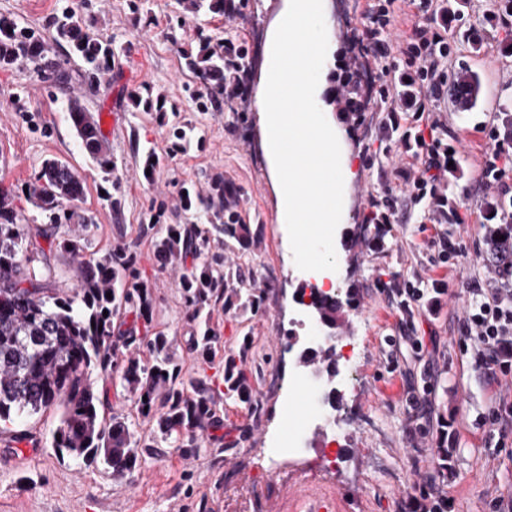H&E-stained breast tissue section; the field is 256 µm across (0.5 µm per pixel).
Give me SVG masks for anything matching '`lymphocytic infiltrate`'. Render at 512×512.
<instances>
[{
    "label": "lymphocytic infiltrate",
    "instance_id": "1",
    "mask_svg": "<svg viewBox=\"0 0 512 512\" xmlns=\"http://www.w3.org/2000/svg\"><path fill=\"white\" fill-rule=\"evenodd\" d=\"M415 7L422 21L408 26L399 38L391 29L398 13L387 0H368L365 13L370 20L357 42L356 57L361 62L365 92L360 109L371 112H423L429 101L448 94V10L434 7L433 0H403ZM399 69L402 81L390 86L383 74ZM448 174V147L441 139L425 145L422 168L411 185L415 200L430 199L445 208L447 199L440 188ZM505 285L485 288L479 282L468 286L470 302L463 340L489 362L493 377L512 376V260L496 262Z\"/></svg>",
    "mask_w": 512,
    "mask_h": 512
}]
</instances>
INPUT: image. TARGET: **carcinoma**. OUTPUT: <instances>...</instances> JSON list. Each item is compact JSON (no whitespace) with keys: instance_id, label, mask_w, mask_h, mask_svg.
Returning <instances> with one entry per match:
<instances>
[{"instance_id":"obj_1","label":"carcinoma","mask_w":512,"mask_h":512,"mask_svg":"<svg viewBox=\"0 0 512 512\" xmlns=\"http://www.w3.org/2000/svg\"><path fill=\"white\" fill-rule=\"evenodd\" d=\"M183 2L194 14H224V0ZM51 25L56 39L65 41L81 62V76L89 83L111 69L112 45L94 37L81 17L66 9ZM198 40L197 51L183 53L184 65L199 73L216 100L224 89V43L203 35ZM24 63L50 87L59 88L68 80L69 60L49 56L39 36L0 15V68ZM463 83L480 92L479 75L466 66L453 74L449 88ZM67 112L85 152L101 169L111 170L109 146L78 99L69 100ZM83 193V180L68 164L45 161L29 188V198L49 227L31 232L19 223L12 192L0 190V423L55 406L60 418L51 447L80 468L101 463L112 469V476L122 478L140 465L139 445L124 418H101V396L107 390L92 377L94 370L112 365L116 355L114 318L132 313L143 323L145 335L122 339L127 351L122 387L141 413L160 407L157 425L163 439L183 453L193 450L197 431L219 422L217 402L213 380L204 375L183 381L174 341L152 331V299L139 281L133 258L109 253L80 265L79 285L71 296L49 288V254L56 246L58 229L65 226L74 233L75 247L92 226V218L77 205ZM486 209L489 220L503 219L512 209V199L498 197ZM207 214L217 233L243 247L250 244V225L224 223V210L218 207H209ZM489 240L493 251L512 253V222L495 229ZM191 251L201 262L182 273L179 288L196 324L194 349L212 365L222 342L210 323L211 308L221 301L226 308L237 301L254 306L257 300L241 297L234 287L243 282L241 269L224 267V254L210 251L208 232L171 224L166 236L155 243L163 269ZM145 352L152 357L147 364L141 360ZM242 359L226 353L219 368L225 394L249 403L252 393L240 368Z\"/></svg>"}]
</instances>
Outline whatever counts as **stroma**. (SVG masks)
<instances>
[{"label": "stroma", "instance_id": "obj_1", "mask_svg": "<svg viewBox=\"0 0 512 512\" xmlns=\"http://www.w3.org/2000/svg\"><path fill=\"white\" fill-rule=\"evenodd\" d=\"M286 0H245L233 21L215 14H192L182 0H0V14L52 42V17L70 9L94 34L111 41L115 65L97 83L69 62L70 83L49 92L31 67L0 68V187L14 195L22 223L44 224L25 189L45 161L69 164L85 184L82 208L93 219L87 240L77 248L60 243L50 264L60 289L75 287L78 265L113 250L135 259L149 288L153 328L173 339L184 377L216 376L191 343L193 322L178 287L182 267L160 269L154 242L168 225H205L201 205L214 179L224 180L238 198L242 223L256 234L247 248L232 240L219 250L225 264L241 266L243 296L256 307L216 306L212 324L226 351L243 353L242 369L252 388V404L220 401L221 428L201 433L194 454L181 456L161 442L155 417L141 415L125 398L119 375L95 371L109 399L104 417L119 414L140 442L141 465L124 478L104 467L78 468L53 448L15 447L11 433L23 430L49 437L58 425L50 408L7 425L0 434V512H225L224 476L240 471L245 457L265 456L288 445L279 423L280 394L305 369V323L311 309L300 301L304 284L283 224L268 157L258 123L255 92L270 66V39ZM449 71L466 65L482 80L476 108L454 111L450 102L432 103L420 118L402 112L347 113L332 107L343 72L357 64L349 43L364 23L365 0H323L328 53L317 92L329 124L339 125L341 157L351 174L334 245L336 296L345 304L336 328L335 401H323L318 428L305 435L306 458H319L335 471L326 484L292 480L282 485L269 512H299L306 494H335L336 512H492L494 503L512 502V434L491 451L488 415L512 388L489 379L475 350H463L468 304L467 281L499 287L487 257L491 227L486 203L500 196L478 175L493 147L491 130L512 109V25L495 0H448ZM246 46L249 79L242 111L223 103L201 108L205 90L199 76L182 69L180 53L198 31ZM140 94L161 100L162 110L137 106ZM79 99L91 120L120 113L107 142L112 168L103 171L77 138L67 112ZM194 127L201 145L183 150L169 134L172 125ZM447 138L453 163L442 192L455 210L451 224L438 223L427 202L412 201L407 179L421 162L406 149L400 131ZM157 164L145 175L146 155ZM196 202L181 203L183 190ZM390 197L392 223L375 224L371 200ZM455 235L465 252L442 264L443 238ZM306 458L290 460L304 466Z\"/></svg>", "mask_w": 512, "mask_h": 512}]
</instances>
